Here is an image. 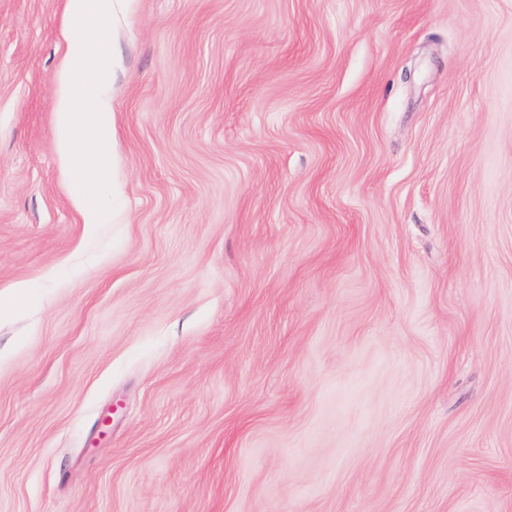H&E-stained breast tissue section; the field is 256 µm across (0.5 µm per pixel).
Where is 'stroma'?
I'll use <instances>...</instances> for the list:
<instances>
[{"instance_id":"1","label":"stroma","mask_w":512,"mask_h":512,"mask_svg":"<svg viewBox=\"0 0 512 512\" xmlns=\"http://www.w3.org/2000/svg\"><path fill=\"white\" fill-rule=\"evenodd\" d=\"M64 0H0V512H512V0H133L111 223Z\"/></svg>"}]
</instances>
